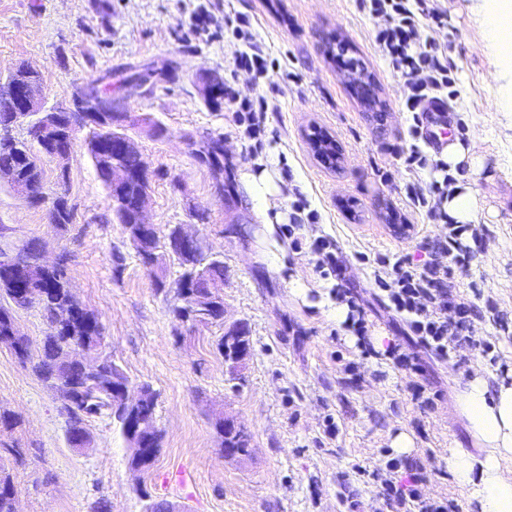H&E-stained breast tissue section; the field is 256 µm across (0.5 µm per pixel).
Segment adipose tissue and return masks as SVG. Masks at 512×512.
I'll use <instances>...</instances> for the list:
<instances>
[{"instance_id": "adipose-tissue-1", "label": "adipose tissue", "mask_w": 512, "mask_h": 512, "mask_svg": "<svg viewBox=\"0 0 512 512\" xmlns=\"http://www.w3.org/2000/svg\"><path fill=\"white\" fill-rule=\"evenodd\" d=\"M485 19L503 65L512 68V0H486ZM245 203L258 219L266 241H273L281 214L274 174L266 168L240 175ZM451 405L465 417L479 454L449 450L446 463L457 483L467 488L472 512H512V378L489 384L474 369L465 391Z\"/></svg>"}]
</instances>
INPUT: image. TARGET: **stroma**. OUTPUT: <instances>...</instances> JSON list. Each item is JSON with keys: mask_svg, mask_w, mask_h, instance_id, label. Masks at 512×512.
<instances>
[{"mask_svg": "<svg viewBox=\"0 0 512 512\" xmlns=\"http://www.w3.org/2000/svg\"><path fill=\"white\" fill-rule=\"evenodd\" d=\"M431 5L438 15L422 18L423 29L456 66L448 136L476 142L474 165L458 173L479 209L454 237L447 218L406 195L418 182L436 203L431 187L446 171L429 149L424 168L406 162L415 126L407 80L377 49L384 21L367 0H0V72L31 64L52 105L74 87L112 79L126 131L151 171L150 222L162 230L189 225L205 254L220 256L224 322L245 321L251 346L242 377L233 380L216 349L224 323L179 331L170 312L179 267L163 260L166 286L156 288L112 218L86 131L77 132L65 166L43 165L48 186L59 171L68 174L71 224H51L48 205L0 186V224L41 239L48 259L66 255L70 287L98 316L108 352L132 383L156 392L162 445L148 470H131L126 445L104 415L87 424L92 448L73 451L55 392L2 347L0 410L18 424L0 429V454L23 452L12 469L20 512H92L99 500L112 512H144L151 498L179 512H391L382 476L401 431L415 441L411 459L424 466V496L446 502L450 512H470L446 458L449 449L473 454L477 447L450 402L474 366L492 384L512 372V112L495 106L512 74L500 72L484 37V0ZM235 13L252 16L255 38L276 66L269 79L234 70L224 18ZM344 43L382 89L381 119L348 87L349 59L332 50ZM133 73L144 82H127ZM212 73L238 98L276 104L258 156L250 155L231 105L204 98L203 80ZM317 129L339 146L336 167L315 156L310 135ZM210 138L224 142L220 180L198 156ZM262 166L278 177L285 218L299 199L317 215L294 233L280 232L288 267L279 274L265 260L270 247L258 222L241 206L240 172ZM197 209L206 210L207 223L196 222ZM320 239L334 245L339 273L317 271ZM442 240L448 249L439 255L433 245ZM401 258L417 268L447 267L449 292L469 310L463 323L470 341L447 357L390 305L381 280ZM340 289L362 311L342 326L334 312ZM380 335L410 365L374 350ZM219 411L247 428V455L224 457L213 426Z\"/></svg>", "mask_w": 512, "mask_h": 512, "instance_id": "35a3bbf8", "label": "stroma"}]
</instances>
